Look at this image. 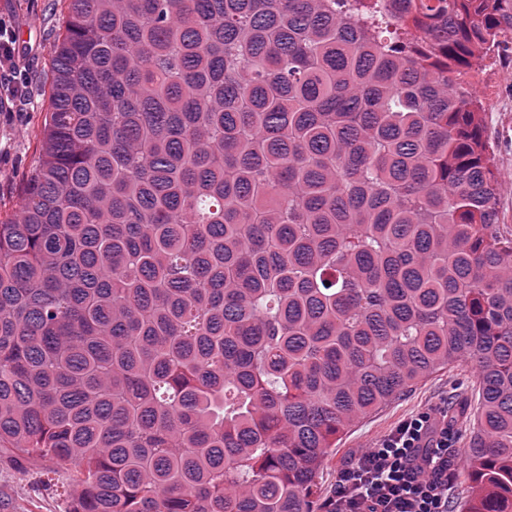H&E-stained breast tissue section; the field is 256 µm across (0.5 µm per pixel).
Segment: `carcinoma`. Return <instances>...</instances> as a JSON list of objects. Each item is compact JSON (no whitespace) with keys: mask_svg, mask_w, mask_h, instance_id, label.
I'll list each match as a JSON object with an SVG mask.
<instances>
[{"mask_svg":"<svg viewBox=\"0 0 512 512\" xmlns=\"http://www.w3.org/2000/svg\"><path fill=\"white\" fill-rule=\"evenodd\" d=\"M512 0H68L0 220V448L69 512H320L341 437L477 371L512 512V241L463 71Z\"/></svg>","mask_w":512,"mask_h":512,"instance_id":"1","label":"carcinoma"}]
</instances>
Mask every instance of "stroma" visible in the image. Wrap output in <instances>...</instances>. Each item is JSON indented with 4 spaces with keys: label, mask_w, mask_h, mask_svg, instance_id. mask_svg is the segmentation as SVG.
<instances>
[{
    "label": "stroma",
    "mask_w": 512,
    "mask_h": 512,
    "mask_svg": "<svg viewBox=\"0 0 512 512\" xmlns=\"http://www.w3.org/2000/svg\"><path fill=\"white\" fill-rule=\"evenodd\" d=\"M67 14L65 0H0V17L11 18L22 47L20 66L28 78V94L0 112V219L18 209L23 181L40 156L42 131L48 114L51 64ZM485 106L484 135L493 145L502 186L498 194L499 226L512 237V36L466 73ZM476 376L460 365L437 374L387 407L371 414L343 435L322 474L324 491H331L337 473L354 461L361 448L388 434L409 414L447 405L454 420L451 452L462 456L475 408L471 387ZM65 498L35 484L33 472H20L0 463V512H68Z\"/></svg>",
    "instance_id": "1"
}]
</instances>
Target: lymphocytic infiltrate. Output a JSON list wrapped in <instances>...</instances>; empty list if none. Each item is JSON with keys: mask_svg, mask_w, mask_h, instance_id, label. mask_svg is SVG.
Wrapping results in <instances>:
<instances>
[{"mask_svg": "<svg viewBox=\"0 0 512 512\" xmlns=\"http://www.w3.org/2000/svg\"><path fill=\"white\" fill-rule=\"evenodd\" d=\"M20 56L15 29L0 19V94L12 99L24 97L28 84ZM451 439L445 409L405 417L337 474L328 512H448Z\"/></svg>", "mask_w": 512, "mask_h": 512, "instance_id": "lymphocytic-infiltrate-1", "label": "lymphocytic infiltrate"}]
</instances>
